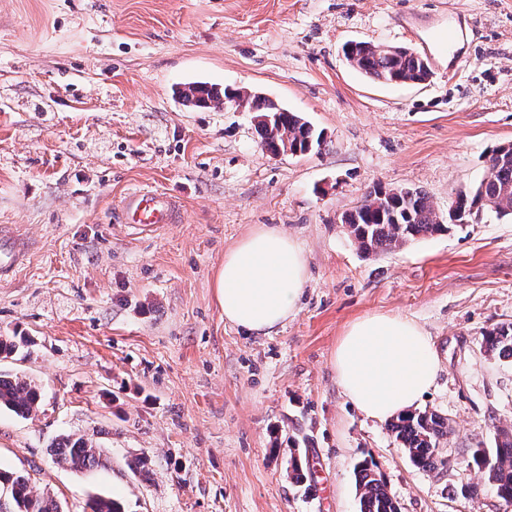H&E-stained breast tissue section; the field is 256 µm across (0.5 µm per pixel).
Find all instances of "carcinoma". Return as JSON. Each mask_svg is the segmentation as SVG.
<instances>
[{"label": "carcinoma", "instance_id": "1", "mask_svg": "<svg viewBox=\"0 0 512 512\" xmlns=\"http://www.w3.org/2000/svg\"><path fill=\"white\" fill-rule=\"evenodd\" d=\"M350 64L371 79L385 83L423 80L424 59L406 50H380L358 42L345 49ZM185 98L200 107L212 102L237 98L241 91H221L205 83H192L184 88ZM246 108L256 116H269L272 128L256 127L260 143L267 151L278 154L289 143L291 149L304 155L324 143L322 133L297 114L284 108L272 109L271 101L256 95L247 98ZM461 212L457 219L438 214L429 196L416 188L374 186L353 211L342 217L351 237L366 254L399 249L425 235L447 233L470 219L472 210L491 209L502 217H512V148L490 149L486 155L484 178L465 195L452 200ZM27 336H0V358H12L29 348ZM482 347L500 359H512V323L497 327L482 336ZM41 392L31 379L0 371V409L22 417L38 409ZM389 431L413 465L433 474L449 462L442 447L453 432L447 416L437 410L424 409L400 414L389 422ZM60 462L75 470L102 465L100 448L90 439L62 436L55 444ZM466 467L476 470L499 499L512 504V429L495 428L491 446L472 451ZM358 512H400L395 494L383 475L368 461L354 468ZM92 512H126L124 504L111 497H97L89 504ZM0 512H63L61 503L51 494L35 495L30 478L20 472L0 470Z\"/></svg>", "mask_w": 512, "mask_h": 512}]
</instances>
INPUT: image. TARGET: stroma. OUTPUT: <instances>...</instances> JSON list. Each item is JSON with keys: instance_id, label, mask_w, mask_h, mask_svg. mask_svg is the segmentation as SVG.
Instances as JSON below:
<instances>
[{"instance_id": "35a3bbf8", "label": "stroma", "mask_w": 512, "mask_h": 512, "mask_svg": "<svg viewBox=\"0 0 512 512\" xmlns=\"http://www.w3.org/2000/svg\"><path fill=\"white\" fill-rule=\"evenodd\" d=\"M452 12L470 19L466 38L428 52ZM349 42L430 54V76L372 80ZM194 82L267 97L325 143L272 155L253 113L184 100ZM509 143L512 0H0V225L31 243L0 277V336L33 340L0 370L42 391L29 417L0 410V469L65 512L95 496L127 512H358L353 468L368 459L400 512H512L465 465L512 428V362L481 347L512 322V218L487 209L369 255L342 222L377 184L447 213ZM143 188L180 202L175 223L139 234L118 220ZM266 224L301 244L308 280L297 313L253 336L225 321L214 279ZM372 313L432 340L440 370L420 406L454 427L440 473L336 382L341 336ZM63 434L93 439L102 465L57 462ZM468 483L479 491L461 496Z\"/></svg>"}]
</instances>
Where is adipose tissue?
I'll return each instance as SVG.
<instances>
[{
  "mask_svg": "<svg viewBox=\"0 0 512 512\" xmlns=\"http://www.w3.org/2000/svg\"><path fill=\"white\" fill-rule=\"evenodd\" d=\"M306 280L301 246L280 227L265 225L225 252L216 297L226 321L265 335L296 313ZM439 365L430 337L418 324L379 313L352 322L333 356L344 395L366 417L381 422L416 408Z\"/></svg>",
  "mask_w": 512,
  "mask_h": 512,
  "instance_id": "adipose-tissue-1",
  "label": "adipose tissue"
}]
</instances>
